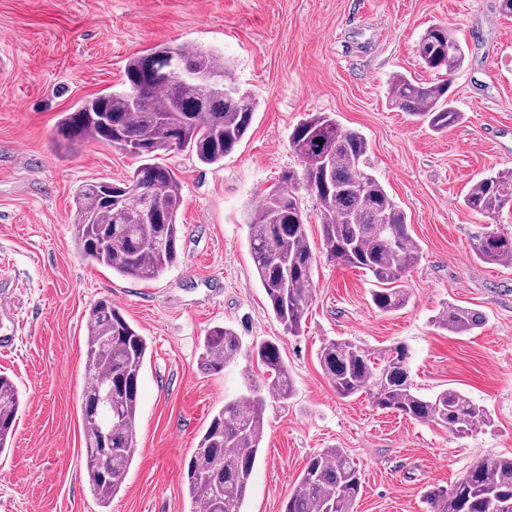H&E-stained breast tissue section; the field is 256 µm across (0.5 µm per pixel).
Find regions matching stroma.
Wrapping results in <instances>:
<instances>
[{
	"label": "stroma",
	"mask_w": 512,
	"mask_h": 512,
	"mask_svg": "<svg viewBox=\"0 0 512 512\" xmlns=\"http://www.w3.org/2000/svg\"><path fill=\"white\" fill-rule=\"evenodd\" d=\"M448 26L464 62L453 77L461 120L443 132L393 108L389 80L434 81L416 44ZM161 43L223 54L258 106L247 136L224 162L161 155L182 184L179 259L152 281L81 260L73 193L125 179L139 161L89 142L56 154L53 131L82 99L124 80L128 60ZM368 140L373 173L408 216L421 248L404 286L408 301L383 313L371 279L328 256L321 215L302 196L317 257L301 335L284 332L254 272L248 216L261 194L299 164L289 136L317 113ZM512 168V18L498 0H0V294L16 319L0 320V373L22 394L9 453L0 455V512H99L83 464L79 396L86 381L85 313L111 298L149 344L139 388L137 447L111 512H191L187 463L225 401L262 383L246 352L276 342L294 382L288 403L269 401L265 439L244 512H282L310 457L344 449L363 482L354 512H427L426 486H448L477 460L512 454V265L473 258L481 216L462 198L479 177ZM462 305L485 323L458 336L432 318ZM234 329L244 350L203 372V339ZM379 353H410L420 394L456 388L489 417L472 436L336 396L319 364L328 338Z\"/></svg>",
	"instance_id": "35a3bbf8"
}]
</instances>
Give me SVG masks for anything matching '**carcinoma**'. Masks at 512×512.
I'll list each match as a JSON object with an SVG mask.
<instances>
[{"label":"carcinoma","instance_id":"cac0c4a2","mask_svg":"<svg viewBox=\"0 0 512 512\" xmlns=\"http://www.w3.org/2000/svg\"><path fill=\"white\" fill-rule=\"evenodd\" d=\"M417 54L438 81L423 83L396 75L388 84L389 103L444 131L461 119L449 84L464 53L448 27L434 24L422 34ZM186 70L233 81L224 58L184 44L163 43L129 59L120 88L83 100L64 113L55 128L57 148L74 152L88 141L109 144L143 161L121 181L120 204L105 202L99 183L79 185L73 194V228L80 258L113 273L155 280L178 259V214L182 185L175 172L157 162L172 150L190 152L202 165H215L233 154L252 124L254 95L236 87L226 95L210 81L182 85L170 60ZM289 146L301 171L290 170L261 196L249 217V246L256 277L275 318L291 335L301 332L312 299L316 257L306 232L301 195H311L322 215V240L336 262L363 271L375 283L371 302L394 312L407 302L404 279L420 258L406 212L366 165L368 142L358 130L318 113L300 122ZM469 211L490 219L512 208V170L476 181L463 196ZM476 259L512 262V233L480 226L470 236ZM87 377L80 393L86 473L100 507L109 508L121 490L136 446L139 385L148 354L144 336L112 301L100 298L86 314ZM482 315L469 307L440 311L434 325L450 334L479 328ZM241 341L226 326L212 328L203 340L200 367L219 371L238 360ZM251 360L264 369V387L224 403L210 419L187 464L192 512H242L265 436L267 395L286 400L293 379L280 347L258 343ZM403 345L374 357L347 339H329L319 351L322 370L342 399L367 394L383 410L467 437L487 423L485 409L454 388L420 394ZM21 406L17 385L0 375V453L12 447ZM112 435L103 454L99 442ZM357 463L341 448H324L308 460L283 512H353L361 493ZM429 512H512V455L478 460L449 487L429 485Z\"/></svg>","mask_w":512,"mask_h":512}]
</instances>
